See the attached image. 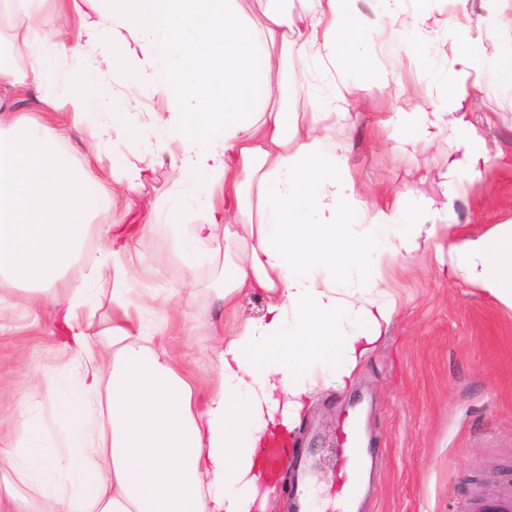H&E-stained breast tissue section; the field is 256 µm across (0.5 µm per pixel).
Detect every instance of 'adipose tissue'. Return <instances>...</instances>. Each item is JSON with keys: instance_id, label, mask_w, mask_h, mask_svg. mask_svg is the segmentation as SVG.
I'll return each mask as SVG.
<instances>
[{"instance_id": "obj_1", "label": "adipose tissue", "mask_w": 512, "mask_h": 512, "mask_svg": "<svg viewBox=\"0 0 512 512\" xmlns=\"http://www.w3.org/2000/svg\"><path fill=\"white\" fill-rule=\"evenodd\" d=\"M95 9L112 26L111 46L67 33L37 41L24 13L11 40L30 64H0V102L33 90L50 110L44 119L10 113L0 130V288L46 285L63 301L76 379L74 400L54 404L67 423L66 465L35 420L17 446L0 448V470L29 494L14 512H28L32 498L56 512H263L277 482L266 449L292 436L318 390L353 384L395 316L386 266L453 268L512 308V225L462 237L447 203L420 196L409 221L403 196L379 207L357 191L347 145L330 133L347 119L346 105L363 99L345 63L359 49L348 0H306L299 14L264 0L256 19L240 0H95ZM468 27L464 13H416L410 37L441 36L454 80L447 109L431 119L399 114L412 151L444 139L462 151V159L433 161L448 194L460 166L477 178L490 160L463 115L481 56L458 47ZM291 54L311 59L332 84L312 93L300 115L278 95L280 64ZM102 62L114 113L99 118L89 76ZM159 66L168 78L156 82ZM148 80L165 105L153 115L165 131L153 149L177 160L165 218L182 263L220 258L225 312L243 292L267 298L261 318L225 335L218 388L205 396L141 317L153 299L132 285L140 227L101 229L106 252L86 250L96 208L121 201L106 183L129 191L143 184L133 150L113 147L112 132L120 125L138 138L139 115L125 111L121 92ZM81 126L92 127L94 146L91 158L76 161L63 144ZM79 259L86 274L59 282ZM101 281L112 292L105 321L95 318Z\"/></svg>"}]
</instances>
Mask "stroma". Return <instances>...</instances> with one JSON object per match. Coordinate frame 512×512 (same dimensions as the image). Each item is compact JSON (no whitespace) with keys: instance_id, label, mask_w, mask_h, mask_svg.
<instances>
[{"instance_id":"obj_1","label":"stroma","mask_w":512,"mask_h":512,"mask_svg":"<svg viewBox=\"0 0 512 512\" xmlns=\"http://www.w3.org/2000/svg\"><path fill=\"white\" fill-rule=\"evenodd\" d=\"M349 11L370 56L351 71L363 84L367 104L338 122L337 139L349 146L358 187L376 203L404 195L413 208L416 191L437 195V179H425L426 158L401 147L402 127L390 99L397 85L430 87L436 106L448 102V62L441 41L419 47L379 32L378 0H351ZM469 39L478 38L489 16H501L498 38L512 47V0H467ZM429 62L417 66L416 54ZM280 94L286 110L305 112L308 88L318 75L295 56L282 62ZM388 86H380L379 76ZM467 120L487 145L491 162L480 181L458 172L449 196L453 223L461 233H483L512 221V75L482 61ZM151 170L144 186L118 207L99 209L93 225L142 224L140 292L171 295L176 312L144 313L162 336L177 369L193 387H215V348L234 324L262 316L263 293L239 298L225 315L213 267L186 269L167 252L169 230L160 206L172 186V160L142 150ZM390 286L397 314L377 348L363 361L352 387L320 392L295 432L288 477L266 512H292L290 490L301 470L315 479L316 512H346L350 499L336 461L356 426L365 453L366 488L356 512H468L470 503L512 480V309L472 286L461 272L438 275L417 263L395 264ZM20 287L0 290V442L15 441L30 405H37L44 435L63 445L65 426L54 412L46 383L66 377L74 351L61 306L35 307Z\"/></svg>"}]
</instances>
